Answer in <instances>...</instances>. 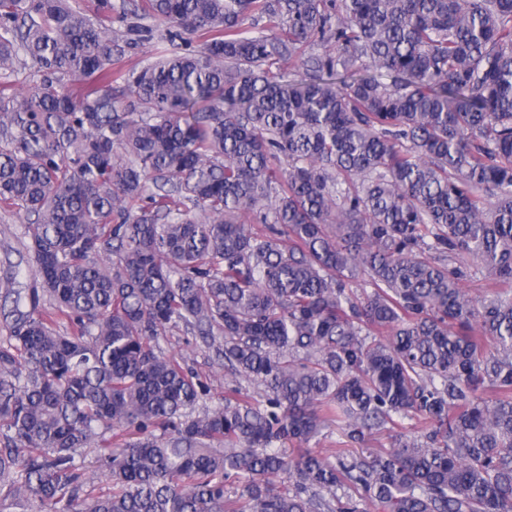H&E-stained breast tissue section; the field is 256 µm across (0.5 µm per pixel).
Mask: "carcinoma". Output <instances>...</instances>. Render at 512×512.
I'll list each match as a JSON object with an SVG mask.
<instances>
[{
  "mask_svg": "<svg viewBox=\"0 0 512 512\" xmlns=\"http://www.w3.org/2000/svg\"><path fill=\"white\" fill-rule=\"evenodd\" d=\"M95 11L173 49L122 72L152 29L0 0V208L35 264L6 289L0 512H512V0ZM180 328L224 360L200 411L158 346ZM142 23L152 26V39L141 43L136 48L127 50L125 56H123L121 61L117 64L125 70L141 67L158 45L160 36L164 34V26H159V28H157L152 20H145L142 21Z\"/></svg>",
  "mask_w": 512,
  "mask_h": 512,
  "instance_id": "cac0c4a2",
  "label": "carcinoma"
}]
</instances>
